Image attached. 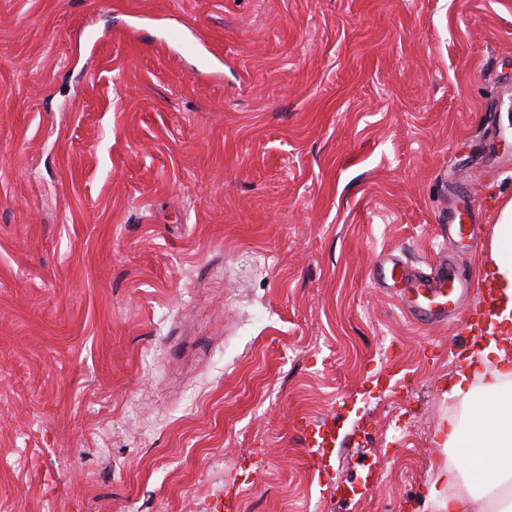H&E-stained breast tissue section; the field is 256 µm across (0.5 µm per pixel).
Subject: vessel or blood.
Returning a JSON list of instances; mask_svg holds the SVG:
<instances>
[{"label":"vessel or blood","instance_id":"1","mask_svg":"<svg viewBox=\"0 0 512 512\" xmlns=\"http://www.w3.org/2000/svg\"><path fill=\"white\" fill-rule=\"evenodd\" d=\"M474 228L463 222L459 210L448 214V247L458 250L465 241L474 239ZM384 279L403 285L404 308L416 320L437 324L447 321L459 310H466V328L476 332L482 321L500 315L492 294H485L482 301L470 302V282L468 275L458 271L446 260H439L430 272L404 266L395 257H388L383 268ZM305 454L312 463L320 479L327 480L331 471L327 464L336 447V431L328 424H310L306 427Z\"/></svg>","mask_w":512,"mask_h":512}]
</instances>
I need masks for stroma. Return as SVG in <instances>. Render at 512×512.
<instances>
[{"mask_svg": "<svg viewBox=\"0 0 512 512\" xmlns=\"http://www.w3.org/2000/svg\"><path fill=\"white\" fill-rule=\"evenodd\" d=\"M463 192L478 278L512 0H0V512H444L470 348L378 267ZM307 435L305 438V455L313 464L321 480H329L331 471L327 458L330 459L336 447L335 428L328 424H305Z\"/></svg>", "mask_w": 512, "mask_h": 512, "instance_id": "stroma-1", "label": "stroma"}]
</instances>
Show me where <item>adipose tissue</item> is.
I'll return each instance as SVG.
<instances>
[{
    "instance_id": "adipose-tissue-1",
    "label": "adipose tissue",
    "mask_w": 512,
    "mask_h": 512,
    "mask_svg": "<svg viewBox=\"0 0 512 512\" xmlns=\"http://www.w3.org/2000/svg\"><path fill=\"white\" fill-rule=\"evenodd\" d=\"M487 271L512 310V201L493 228ZM449 387L462 406L448 421L450 463L428 485L427 496L447 500L448 512H512V341H490Z\"/></svg>"
}]
</instances>
